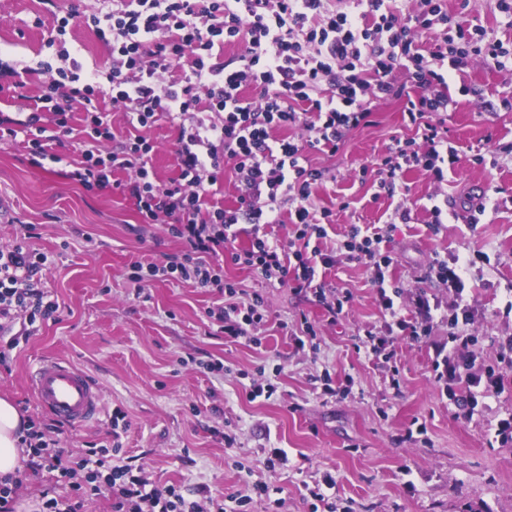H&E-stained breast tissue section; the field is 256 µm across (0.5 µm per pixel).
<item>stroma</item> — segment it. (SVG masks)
Returning a JSON list of instances; mask_svg holds the SVG:
<instances>
[{"label": "stroma", "instance_id": "stroma-1", "mask_svg": "<svg viewBox=\"0 0 512 512\" xmlns=\"http://www.w3.org/2000/svg\"><path fill=\"white\" fill-rule=\"evenodd\" d=\"M98 0H0V61L25 70L26 98L0 93V112L26 113L45 76L39 62H56L49 48L51 15L70 16L66 47L90 73L108 50L87 18ZM468 86L447 126L464 153L447 182L435 184L423 171H405L394 196L379 195L377 161L395 139L416 133L402 104L378 101L373 123L350 131L336 154L311 153L323 171L310 202L329 210L332 222L320 242L335 253L322 280L351 300L330 318L312 293L265 280L249 268L224 260V278L237 298H260L264 320L255 342L224 334L209 313L228 295L188 280L132 279L133 261L158 262L181 252V240L166 223L145 224L128 196L112 189L86 190L65 177L80 161L73 138L52 143L42 167L31 166L20 140L0 138V248L29 233L32 250L45 254L40 273L45 291L58 301L55 317L19 339L11 370L0 373V396L26 416L41 419L27 373L45 356L73 360L102 387L103 412L90 424L53 431L68 452L87 443L120 441V457L134 473L157 487L175 485L190 499L211 493L251 496L248 512H512V442L489 434L512 415V369L501 368L504 388L490 393L472 418H457V406L437 383L433 364L448 347V322L436 318L422 342L403 341L392 359L360 351L366 330L386 333L390 320L379 306L367 268L338 246L351 227L385 228V250L394 259L386 288L401 287L405 310L417 296L447 302L448 288L425 281L421 272L435 257L472 259L468 272L474 308L471 352L487 366L497 363V339L512 336V154L496 166L478 158L497 144L512 143V73L481 61L453 74L451 91ZM178 131L161 118L149 135L150 163L161 180L177 178ZM503 192L510 201L487 207L479 223L462 213L482 198ZM447 199L455 219L430 221L432 197ZM408 223H389L398 206ZM311 337L296 348L295 337ZM272 383L271 397L250 399L252 385ZM125 426L113 433L112 418ZM425 425L416 434L415 425ZM283 461L268 465L270 449ZM327 506L310 491L324 475Z\"/></svg>", "mask_w": 512, "mask_h": 512}]
</instances>
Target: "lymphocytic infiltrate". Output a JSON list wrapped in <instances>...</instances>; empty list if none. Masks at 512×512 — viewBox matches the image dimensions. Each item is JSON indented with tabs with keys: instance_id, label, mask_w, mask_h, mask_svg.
I'll list each match as a JSON object with an SVG mask.
<instances>
[{
	"instance_id": "f902f5d3",
	"label": "lymphocytic infiltrate",
	"mask_w": 512,
	"mask_h": 512,
	"mask_svg": "<svg viewBox=\"0 0 512 512\" xmlns=\"http://www.w3.org/2000/svg\"><path fill=\"white\" fill-rule=\"evenodd\" d=\"M470 0L449 15L445 0H112L110 11L93 16L98 39L109 48L103 67L90 75L59 69L42 84L36 107L25 120L0 113V128H18L27 136L31 158L43 159L45 133L79 134L82 159L68 173L85 189L112 187L133 199L144 223L172 218L168 231L182 239L180 254L162 263L134 262L136 281L158 278L192 280L223 289L231 304L219 307L225 334L247 336L264 315L260 301L237 304L234 284L206 255L229 252L234 264L257 270L266 279L313 292L329 315L342 313L343 298L326 299L316 280L318 266L334 258L311 247L326 238L329 211H312V188L323 178L308 163L309 151L336 152L347 134L370 124L372 104L400 99L417 137L395 139L378 165V186L394 193L401 174L417 168L443 182L461 161L448 137L446 115L457 102L449 92L451 72L481 59L499 71H512V45L473 23ZM434 33L430 47L417 38ZM245 42L243 54L225 61V45ZM257 90L249 97L247 89ZM110 98L136 120L140 134L119 149L100 152L113 140L112 123L99 101ZM80 103L85 125L74 130L71 105ZM167 114L176 124L177 179L161 182L151 164L153 143L146 131ZM304 127L306 138L289 136ZM232 164L239 181L238 204L207 207L212 186ZM134 170L129 182L115 180L119 170ZM288 220V241L271 243L265 228ZM251 227L248 248L232 249L239 224ZM381 231L353 228L340 244L352 259L374 274L378 299L394 328L388 335L367 332L366 352L392 357L397 341H419L429 331L430 305L422 301L405 317L383 288L392 257L383 250ZM47 261L25 242L0 249V321L21 323L33 334L37 319L58 309L35 278ZM470 260L441 258L423 270L422 279L449 286L448 352L437 379L449 401L476 409L503 380L470 355L474 323L465 300L463 276ZM43 421H30L21 442L36 470L63 483V495H42L38 512H85V504L103 493L112 496V512H224L222 498L189 500L174 486L151 487L127 464H117L106 446H89L76 455L48 439Z\"/></svg>"
}]
</instances>
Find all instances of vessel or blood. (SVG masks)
<instances>
[{
  "label": "vessel or blood",
  "instance_id": "1",
  "mask_svg": "<svg viewBox=\"0 0 512 512\" xmlns=\"http://www.w3.org/2000/svg\"><path fill=\"white\" fill-rule=\"evenodd\" d=\"M29 383L40 408L71 427H83L102 411L103 397L98 384L66 359H41L30 372Z\"/></svg>",
  "mask_w": 512,
  "mask_h": 512
}]
</instances>
